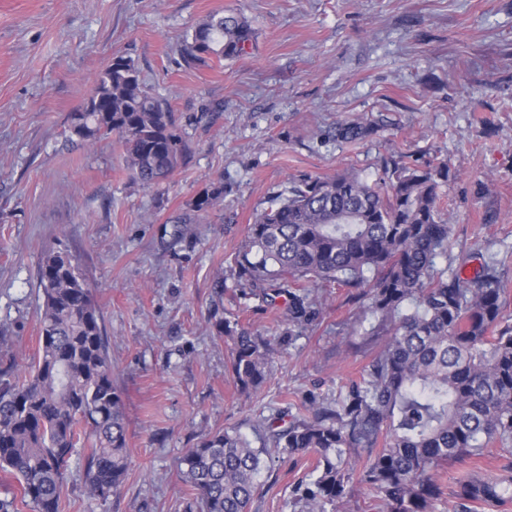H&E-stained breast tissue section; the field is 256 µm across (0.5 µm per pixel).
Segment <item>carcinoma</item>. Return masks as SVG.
<instances>
[{
	"label": "carcinoma",
	"instance_id": "carcinoma-1",
	"mask_svg": "<svg viewBox=\"0 0 512 512\" xmlns=\"http://www.w3.org/2000/svg\"><path fill=\"white\" fill-rule=\"evenodd\" d=\"M255 40L234 12L212 13L182 51L188 67L235 60ZM372 122L339 123L331 136L362 142ZM70 136L89 143L115 135L129 176L144 187L171 177L190 147L168 103L153 94L135 62L117 55L95 76ZM445 166L401 154L375 183L354 171L290 182L255 212L229 262L235 287L288 295V321L309 320L311 294L338 286L367 300L377 319L370 360L336 399L312 401L282 429L262 420L278 453L312 454V478L297 487L302 512L367 488L377 512H428L443 494L439 469L481 459L497 446L512 452V326L500 275L491 265L470 278L437 267L448 258L453 225L441 207ZM224 197L220 183L189 205L194 224ZM372 272V280L365 273ZM40 336L19 368L0 331V470L15 476L33 512H60L72 459L81 462L87 497L104 504L128 472L127 424L112 381L102 314L78 256L48 250L39 269ZM238 389L261 386L272 349L261 336L229 330ZM89 429L81 448L80 429ZM262 451L234 431L202 436L180 460L186 512H249L267 466ZM460 505L512 502V462L494 479L478 471L460 481Z\"/></svg>",
	"mask_w": 512,
	"mask_h": 512
}]
</instances>
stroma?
Instances as JSON below:
<instances>
[{
	"label": "stroma",
	"mask_w": 512,
	"mask_h": 512,
	"mask_svg": "<svg viewBox=\"0 0 512 512\" xmlns=\"http://www.w3.org/2000/svg\"><path fill=\"white\" fill-rule=\"evenodd\" d=\"M229 9L256 31L247 54L183 66L194 27ZM116 55L168 101L192 147L150 188L131 180L117 138H68L71 112ZM356 118L378 122L370 139L331 137ZM402 153L447 166L448 260L467 276L496 265L512 321V0H0V328L29 362L40 258L79 252L128 421L124 484L91 507L72 465L61 512H184L178 462L202 435L227 429L262 448L261 419L289 421L296 404L360 376L375 323L365 302L336 288L293 326L286 297L241 296L227 260L290 181L352 169L373 182ZM219 181L223 200L177 230ZM219 319L277 349L250 397L232 381ZM312 464L279 455L250 512H300L295 488Z\"/></svg>",
	"instance_id": "stroma-1"
}]
</instances>
